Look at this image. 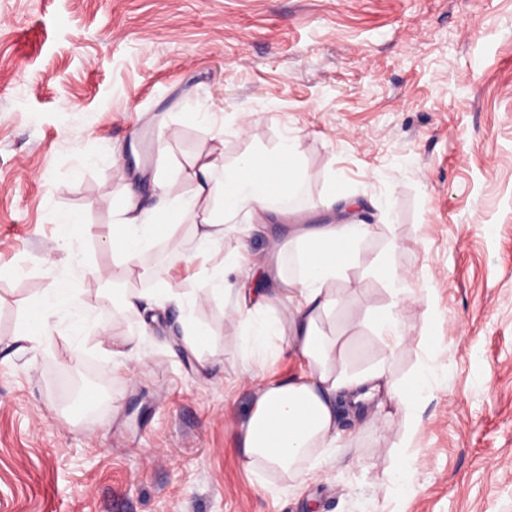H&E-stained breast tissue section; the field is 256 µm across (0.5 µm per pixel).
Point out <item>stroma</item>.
Listing matches in <instances>:
<instances>
[{"label":"stroma","mask_w":512,"mask_h":512,"mask_svg":"<svg viewBox=\"0 0 512 512\" xmlns=\"http://www.w3.org/2000/svg\"><path fill=\"white\" fill-rule=\"evenodd\" d=\"M296 139L299 182L270 206L305 223L370 224L324 316L351 371L389 357L432 372L408 448L393 408L341 415L343 439L298 485L242 465L249 375L299 357H245L222 297L181 308L155 291L210 268L157 243L128 275L100 232L132 187L189 191L176 169ZM79 215L72 252L54 251ZM414 273L430 304L402 313L389 355L372 311ZM68 285L35 352L12 338ZM142 294L140 311L124 289ZM208 330L201 350L184 326ZM106 326L143 364L99 346ZM407 494L390 489L398 457ZM512 512V0H0V512Z\"/></svg>","instance_id":"1"}]
</instances>
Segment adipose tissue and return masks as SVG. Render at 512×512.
<instances>
[{
    "mask_svg": "<svg viewBox=\"0 0 512 512\" xmlns=\"http://www.w3.org/2000/svg\"><path fill=\"white\" fill-rule=\"evenodd\" d=\"M221 157V150L211 149L183 172V179L191 185L188 194L167 197L149 209L140 208L132 196H123L119 201L121 218L105 237L113 256L137 267L141 256L162 239L170 245L172 264L189 256L212 258L230 224L240 221L249 230L266 223L273 215V192L287 193L296 185L297 141L282 142L272 156L254 152L232 164L223 163ZM184 223L190 224L195 242L189 254L178 237ZM373 232L370 224L301 225L295 238L296 275L285 274L284 246L272 238L262 261H255L243 243L224 259L205 286L187 293L157 289L158 301L181 306L233 293L231 314L243 329L241 341L247 358L264 364L286 347L304 362L299 377L255 386L252 408L238 429L245 469L262 468L306 482L313 472L309 460L317 452L335 447L341 438L337 426L341 410L361 412L378 396L394 406L405 435L419 429L417 409L429 392L428 366H419L404 384L392 380L383 359L364 372H351L344 342L325 335L320 327L322 314L341 302L337 281L357 258L359 244ZM427 295L424 289L399 288L392 307L375 312L374 321L389 352H396L407 339L403 310ZM69 297V288L61 284L29 307L17 336L25 350L41 346L51 317Z\"/></svg>",
    "mask_w": 512,
    "mask_h": 512,
    "instance_id": "obj_1",
    "label": "adipose tissue"
}]
</instances>
